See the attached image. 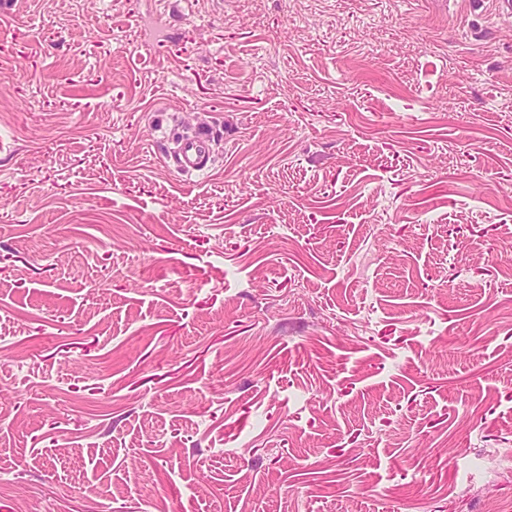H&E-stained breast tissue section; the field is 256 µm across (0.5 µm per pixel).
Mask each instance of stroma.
I'll return each instance as SVG.
<instances>
[{"label":"stroma","instance_id":"1","mask_svg":"<svg viewBox=\"0 0 512 512\" xmlns=\"http://www.w3.org/2000/svg\"><path fill=\"white\" fill-rule=\"evenodd\" d=\"M510 85L494 0H0V512L512 506ZM174 164L185 173H199L208 169L211 156L207 142L199 136L184 137L174 157Z\"/></svg>","mask_w":512,"mask_h":512}]
</instances>
